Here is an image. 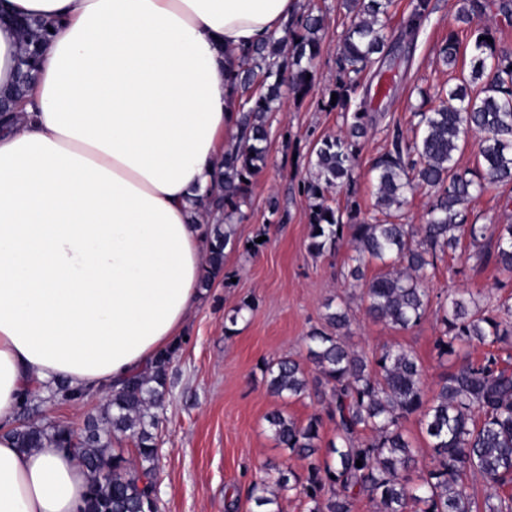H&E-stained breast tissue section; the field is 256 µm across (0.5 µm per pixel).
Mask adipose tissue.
Instances as JSON below:
<instances>
[{"mask_svg": "<svg viewBox=\"0 0 512 512\" xmlns=\"http://www.w3.org/2000/svg\"><path fill=\"white\" fill-rule=\"evenodd\" d=\"M302 0H0L52 21L38 79L0 127V512H80L89 474L17 447L35 386L109 397L198 301L217 164L238 134L231 73Z\"/></svg>", "mask_w": 512, "mask_h": 512, "instance_id": "1", "label": "adipose tissue"}]
</instances>
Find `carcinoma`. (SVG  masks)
Returning <instances> with one entry per match:
<instances>
[{
	"instance_id": "1",
	"label": "carcinoma",
	"mask_w": 512,
	"mask_h": 512,
	"mask_svg": "<svg viewBox=\"0 0 512 512\" xmlns=\"http://www.w3.org/2000/svg\"><path fill=\"white\" fill-rule=\"evenodd\" d=\"M349 26L337 49L338 78L331 92L342 111L343 127L315 143L306 178L299 185L309 205L308 251L332 253L341 242L352 245L344 278L361 289L366 313L400 330L418 325L427 315L430 293L426 269L439 256L455 250L466 237L479 265L494 264L512 275V224L467 223L472 198L498 185L512 184V47L487 42L491 28L474 24L483 14L480 0H460L456 19L475 26L469 73L427 97L431 106L414 113L412 136L399 126L390 131V148L371 166L377 214L366 219L359 204L328 203L332 191L348 188L357 168V146L377 125L376 114L353 96L365 73L382 69L392 49L388 35L393 0H342ZM430 0H413L406 27L419 30L430 16ZM22 54L15 89L0 96V113L14 111L16 100L34 80L40 50L52 37L40 21L19 22ZM324 18L305 10L285 25V36L254 46L239 61L232 83L239 98L241 135L224 151L210 208L199 214L207 222V266L201 287L210 286L224 268L228 234L221 221L210 223L217 211L229 221L250 201V180L267 164L269 117L279 111L281 87L299 98L307 96V79L320 51ZM460 52L458 34L448 31L439 53L455 68ZM473 137L480 168L460 170L455 155ZM431 196L424 224L413 231L393 221L417 191ZM381 272L368 279V264ZM441 325L435 346L438 358L458 355L463 345L488 346L478 359H467L448 372L435 389L425 383V366L412 351L385 345L368 354L346 342L351 326L349 303L325 304L323 328L307 336L309 376L300 360L288 356L264 365L272 395L299 398L313 389L328 398L325 415L296 422L280 410L266 415L275 441L307 460L303 477L277 471L253 481L247 498L258 507L277 503L285 491L303 497L308 512H353L365 496L374 512H512V364L496 344L512 343V302L470 308V301L453 297L439 305ZM177 348L158 352L145 371L132 374L112 392L106 412L87 420L82 431L68 427L23 423L16 427L21 448L44 442L76 451L90 471L91 482L82 512H156L155 459L157 430L167 391L168 370ZM419 417L431 449V462L413 482L420 449L403 432V421ZM334 425L335 440L326 457L320 455L324 420ZM131 438L139 467L121 454H111L112 438ZM111 468L103 473L100 463ZM362 466H356V461ZM478 476L491 493L479 506L469 477Z\"/></svg>"
}]
</instances>
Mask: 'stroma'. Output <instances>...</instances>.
<instances>
[{
	"label": "stroma",
	"mask_w": 512,
	"mask_h": 512,
	"mask_svg": "<svg viewBox=\"0 0 512 512\" xmlns=\"http://www.w3.org/2000/svg\"><path fill=\"white\" fill-rule=\"evenodd\" d=\"M341 0H304L325 18L320 53L314 61L315 85L303 100L284 94L283 106L271 120L267 165L251 187L250 203L235 221L224 251V271L189 316L179 348L169 367L168 390L158 430L157 497L159 512H254L246 496L250 483L269 467L304 474L305 460L279 446L267 431L265 417L281 410L299 422L323 413L324 397L316 393L294 399L272 397L262 367L285 356L304 357L305 338L322 326L328 299H348L353 322L350 344L371 352L397 345L416 353L427 368V383L436 387L451 369L439 362L434 341L439 334L436 303L461 290L480 298L512 296V276L495 266L476 267L471 246L445 255L428 272L433 303L427 316L408 330H397L368 317L360 291L348 287L342 271L348 246L312 255L308 249L309 202L296 184L305 176L315 143L338 132L337 111L324 109L336 79L337 46L345 30ZM412 0H395L390 9L391 40L400 44L383 70L388 97H367L369 111L385 112L384 124L363 143L356 170V199L364 217L375 213L370 165L388 144L391 125L409 129L424 95L447 84L450 71L439 49L449 28L463 41L470 30L454 22L457 0H431L433 11L415 36L402 24ZM277 199L271 212L268 199ZM470 221L512 224V184L480 195L469 206ZM105 401L55 399L51 390H35L24 416L30 423L81 428L88 416L103 412Z\"/></svg>",
	"instance_id": "obj_1"
}]
</instances>
